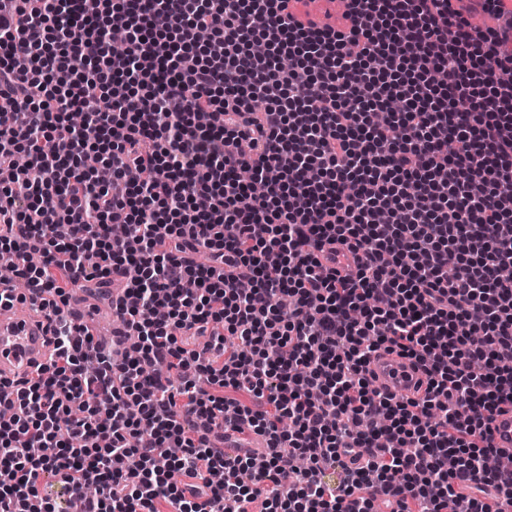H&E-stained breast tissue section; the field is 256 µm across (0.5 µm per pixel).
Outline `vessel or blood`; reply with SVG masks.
I'll list each match as a JSON object with an SVG mask.
<instances>
[{
    "instance_id": "b4317fda",
    "label": "vessel or blood",
    "mask_w": 512,
    "mask_h": 512,
    "mask_svg": "<svg viewBox=\"0 0 512 512\" xmlns=\"http://www.w3.org/2000/svg\"><path fill=\"white\" fill-rule=\"evenodd\" d=\"M43 311L13 310L9 318L0 317V379L30 378L38 365L46 362L49 336ZM377 386L385 392L410 394L420 375L408 359L381 353L370 363ZM495 447L512 453V410L495 413L489 423Z\"/></svg>"
}]
</instances>
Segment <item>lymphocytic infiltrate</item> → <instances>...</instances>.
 Wrapping results in <instances>:
<instances>
[{"mask_svg":"<svg viewBox=\"0 0 512 512\" xmlns=\"http://www.w3.org/2000/svg\"><path fill=\"white\" fill-rule=\"evenodd\" d=\"M2 172L0 309L47 308L52 356L11 384L0 512L512 501V0H0ZM114 273L113 349L66 305ZM382 349L423 400L374 388ZM495 448L512 453V410L505 409L495 413L489 423Z\"/></svg>","mask_w":512,"mask_h":512,"instance_id":"lymphocytic-infiltrate-1","label":"lymphocytic infiltrate"}]
</instances>
